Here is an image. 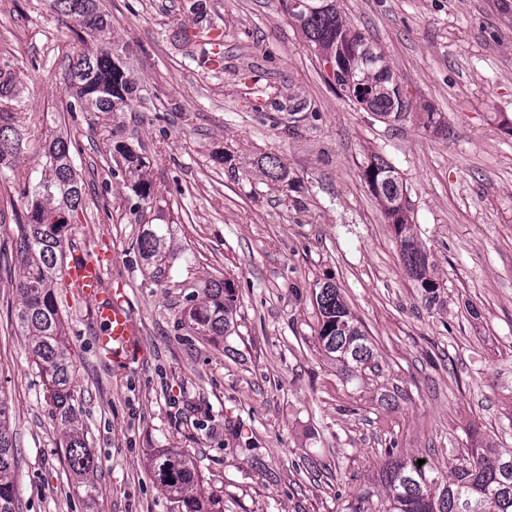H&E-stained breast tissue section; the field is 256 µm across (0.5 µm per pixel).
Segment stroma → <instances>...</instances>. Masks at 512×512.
<instances>
[{"label":"stroma","instance_id":"1","mask_svg":"<svg viewBox=\"0 0 512 512\" xmlns=\"http://www.w3.org/2000/svg\"><path fill=\"white\" fill-rule=\"evenodd\" d=\"M103 0L114 49L144 86L129 112H63L72 33L50 0H0V64L21 84L27 128L0 169V392L13 411L20 512H178L154 482L149 450L190 453L224 512L380 508L389 454L429 460L446 478L453 450L512 448V23L496 0H337L393 64L414 101L448 125L380 122L349 101L289 20L283 0ZM224 61L194 59L210 30ZM300 96L307 109L275 111ZM66 128L88 193L66 251L103 266L140 327L139 354L99 350L93 303L64 291L73 380L99 495L77 487L51 399L13 313L14 169L40 160L47 124ZM129 145L149 164L150 202L105 159ZM386 159L406 190L419 241L444 285L427 309L391 224L361 177ZM280 158L281 182L258 176ZM168 225L175 255L154 281L135 248L142 219ZM206 280L234 291L229 336L205 341L184 311ZM335 284L377 365L346 378L317 339L313 291Z\"/></svg>","mask_w":512,"mask_h":512}]
</instances>
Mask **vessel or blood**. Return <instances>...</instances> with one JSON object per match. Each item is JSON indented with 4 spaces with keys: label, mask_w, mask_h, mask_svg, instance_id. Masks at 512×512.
Listing matches in <instances>:
<instances>
[{
    "label": "vessel or blood",
    "mask_w": 512,
    "mask_h": 512,
    "mask_svg": "<svg viewBox=\"0 0 512 512\" xmlns=\"http://www.w3.org/2000/svg\"><path fill=\"white\" fill-rule=\"evenodd\" d=\"M101 267L91 257L73 253L63 283L74 293L94 303V318L101 327L100 348L107 351L114 363H125L139 351V326L123 298L106 291Z\"/></svg>",
    "instance_id": "obj_1"
}]
</instances>
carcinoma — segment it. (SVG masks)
<instances>
[{"label":"carcinoma","instance_id":"obj_1","mask_svg":"<svg viewBox=\"0 0 512 512\" xmlns=\"http://www.w3.org/2000/svg\"><path fill=\"white\" fill-rule=\"evenodd\" d=\"M57 20L80 44L66 52L68 112H123L136 98L139 86L112 48L107 23L99 0H51ZM288 18L300 29L317 55L340 58V73L334 81L348 99L371 112L380 121H401L415 112L407 101L399 108L394 77L385 54L371 45L363 33L351 26L336 6V0H288ZM19 88L9 65L0 67V101H17ZM12 113L0 109V167L12 166L21 149L24 133L10 121ZM422 127L437 135L445 131L443 117L427 105L416 112ZM46 144L38 167L14 175L20 186L23 207L18 220L21 274L15 284L17 303L14 319L27 340L29 354L50 392L52 416L63 432V448L76 483L89 499L98 493V465L75 406L72 348L67 325L58 303L66 261L67 227L77 223L86 210L85 186L71 158V143L59 130L45 134ZM129 173L138 174L136 193L147 199L149 182L144 179L146 162L124 144L113 146ZM260 174L277 182L288 171L274 157L257 162ZM362 178L379 199L394 229L403 267L418 288L424 305L433 309L443 304L442 283L435 277L434 263L419 244L409 219L403 184L384 158L375 156L363 169ZM136 250L151 270L163 280L174 255L166 234L157 224H143ZM201 299L184 311L189 326L200 336H222L229 325V308L234 298L226 282L206 280ZM319 311L317 339L323 350L341 363L351 377L374 358L371 342L361 323L333 284L315 289ZM382 472V512H512V448H470L463 462L450 470L446 480L434 475L430 462L417 464L414 457H395ZM17 445L8 423V404L0 395V512H18L12 470ZM150 472L160 486L181 505L182 512H222L219 497L206 496L190 454L183 450H158L149 455Z\"/></svg>","mask_w":512,"mask_h":512}]
</instances>
